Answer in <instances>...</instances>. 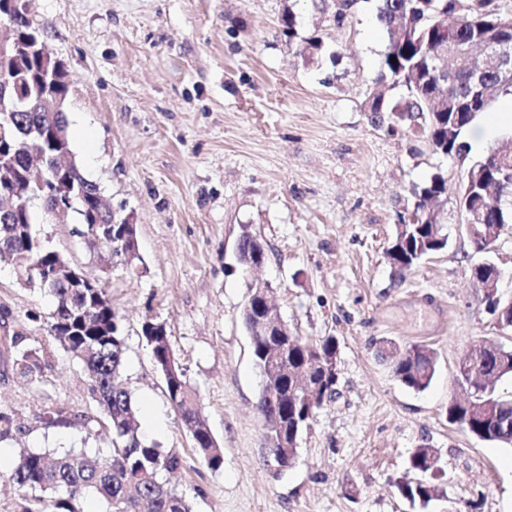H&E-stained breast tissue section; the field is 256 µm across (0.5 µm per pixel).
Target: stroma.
<instances>
[{
	"mask_svg": "<svg viewBox=\"0 0 512 512\" xmlns=\"http://www.w3.org/2000/svg\"><path fill=\"white\" fill-rule=\"evenodd\" d=\"M374 0L343 22L332 0H29L28 17L68 71V134L85 177L136 225L142 276L109 246L90 244L76 212L50 221L51 246L100 278L125 338L124 377L138 433L185 460L173 485L193 512H450L477 497L482 512H512V448L449 423L461 397L458 358L474 345H512L485 309L471 268L480 262L458 190L465 166L426 136L371 122L365 100L379 84L386 41ZM295 37L283 34L287 14ZM319 37L320 49L307 47ZM441 175L439 209L449 244L397 278L384 251L414 208L413 188ZM267 247L246 271L241 228ZM262 281L291 333L336 337L335 398L318 410L294 464L277 471L255 402L260 375L241 321ZM0 337L44 346L42 383L21 380L0 346V410L16 428L0 439V512H17L9 479L20 449L90 448L108 457L112 437L95 420L88 374L48 333L53 300L0 263ZM165 323L171 346L224 450L202 464L170 405L145 320ZM392 339L438 357L431 386L400 384L377 348ZM66 409L68 420L55 418ZM439 449L443 498L428 506L399 495L418 479L415 448Z\"/></svg>",
	"mask_w": 512,
	"mask_h": 512,
	"instance_id": "obj_1",
	"label": "stroma"
}]
</instances>
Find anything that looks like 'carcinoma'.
Masks as SVG:
<instances>
[{"mask_svg":"<svg viewBox=\"0 0 512 512\" xmlns=\"http://www.w3.org/2000/svg\"><path fill=\"white\" fill-rule=\"evenodd\" d=\"M463 0H426L427 8L418 9L416 0H379L376 21L387 45L382 61L380 81L387 79L407 89L396 102L382 93H371L366 111L371 120L421 131L442 147L448 141V128L454 130L459 160L466 161L468 146L461 140L462 131L477 115L488 111L494 96L512 91V73L489 71L486 93L481 104L448 105L466 99L472 82L471 64L456 62L443 80L433 76L437 69L434 51L441 45H464L487 35L485 22L502 17L485 8V0H474L468 8ZM15 22L17 35L23 38L35 29L19 11L18 0H0ZM17 75L30 86H37L42 76L39 60L27 58L15 64ZM12 129L13 142L0 141V156L7 157L21 171L25 157L23 144L41 149L52 156L63 147L71 151L69 139L54 143L49 131L57 127L66 131L65 113L53 119L32 109L27 102L16 104V110L0 114V123ZM498 154L484 156L467 167L459 194H470L472 201L484 205L485 223L512 221V187L499 181L512 170V140L496 148ZM66 179L79 189L77 213L82 224L112 227V210L100 206L99 187L88 180L80 167L70 166ZM447 192L446 182L434 176L421 189L414 190L415 207L432 206L433 196ZM32 212L22 207L10 214L0 211V261L23 255L26 263L38 270L56 262L47 249L37 250L30 243ZM448 239L435 240L426 224L409 225L400 239L392 243L394 259L389 261L398 273L414 267L423 258L445 249ZM54 300L49 323L50 335L67 357L81 362L90 380V392L96 402L102 425L112 432V455L99 457L88 448L58 450H26L15 461L11 480L21 490L20 512H83L81 503L94 494L105 501L111 512H192L186 496L167 480V475L182 469L179 453L148 442L138 435V420L130 390L123 382L125 345L120 319L112 306L99 305L95 294L72 288L58 279L48 289ZM152 347L153 360L164 361L174 355L169 336H150L142 330ZM21 336L11 338L15 348L13 369L20 376L37 381L48 364L39 349L23 345ZM252 356L262 384L256 406L267 419L268 437L273 442L274 460L279 468H287L298 453V441L306 430V418L313 417L335 394L337 374L321 366L320 361L337 353L336 337L328 336L316 344L302 342L297 336H256L251 339ZM397 380L416 391L430 385L437 365L436 353L427 346L413 345L389 354ZM512 378V347L498 346V351H483L467 363H458L462 385L474 389L471 400L483 405L482 411H469L459 402L448 404L449 422L465 425V430L482 441L512 447V394L503 395L488 387L491 376ZM169 403L191 438L193 447L213 470L224 463V452L212 434L184 369L170 382H164ZM288 437V447L276 445L280 435ZM416 472H430L428 449L418 448L410 459ZM396 487L411 502L427 505L437 497L439 487L426 482L398 481Z\"/></svg>","mask_w":512,"mask_h":512,"instance_id":"carcinoma-1","label":"carcinoma"}]
</instances>
